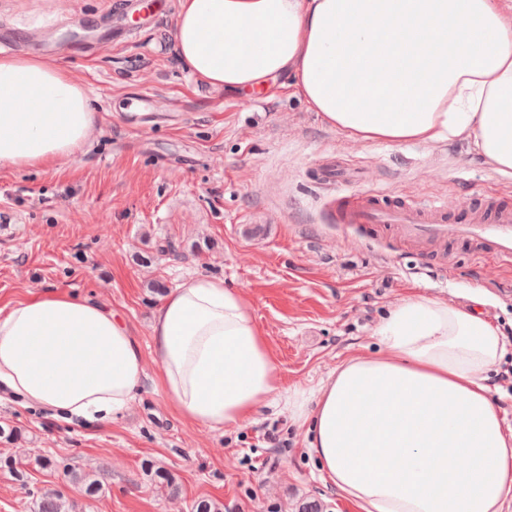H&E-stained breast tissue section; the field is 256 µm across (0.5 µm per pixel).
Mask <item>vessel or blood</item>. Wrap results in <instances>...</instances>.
Returning <instances> with one entry per match:
<instances>
[{"instance_id": "b4317fda", "label": "vessel or blood", "mask_w": 512, "mask_h": 512, "mask_svg": "<svg viewBox=\"0 0 512 512\" xmlns=\"http://www.w3.org/2000/svg\"><path fill=\"white\" fill-rule=\"evenodd\" d=\"M335 223L387 228L403 240L436 246L448 240L472 244L488 263L512 261V203L450 207L436 199L415 202L380 192H337L329 203Z\"/></svg>"}]
</instances>
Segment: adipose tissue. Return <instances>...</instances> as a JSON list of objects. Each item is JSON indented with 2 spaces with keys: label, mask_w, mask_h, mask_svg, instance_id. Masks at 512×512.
Instances as JSON below:
<instances>
[{
  "label": "adipose tissue",
  "mask_w": 512,
  "mask_h": 512,
  "mask_svg": "<svg viewBox=\"0 0 512 512\" xmlns=\"http://www.w3.org/2000/svg\"><path fill=\"white\" fill-rule=\"evenodd\" d=\"M174 40L210 85L239 94L284 79L355 141H463L512 179V12L498 0H179ZM95 126L63 67L0 58V167L52 166ZM376 334V351L284 397L324 481L357 512H503L512 433L488 384L506 347L499 326L410 294ZM150 336L158 390L191 424L239 428L279 390L251 303L223 279L170 292ZM144 374L129 327L99 302L46 289L0 307V386L23 406L107 422Z\"/></svg>",
  "instance_id": "ef3b65f1"
}]
</instances>
